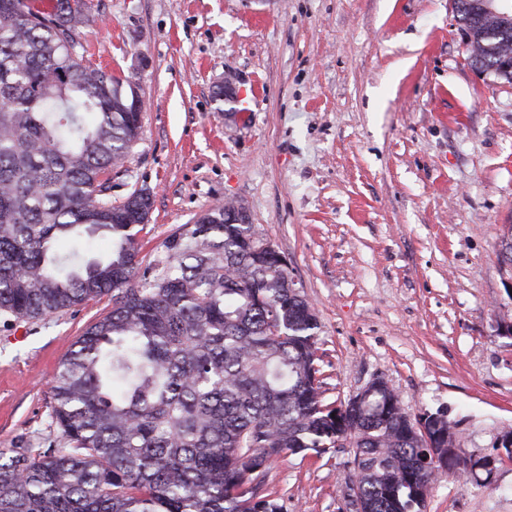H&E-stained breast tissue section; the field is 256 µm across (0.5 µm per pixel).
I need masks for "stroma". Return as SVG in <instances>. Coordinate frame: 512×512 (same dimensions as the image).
Masks as SVG:
<instances>
[{"mask_svg":"<svg viewBox=\"0 0 512 512\" xmlns=\"http://www.w3.org/2000/svg\"><path fill=\"white\" fill-rule=\"evenodd\" d=\"M86 59L135 76L142 127L113 200L152 195L140 257L234 200L288 259L318 317L324 403L373 379L405 411L447 413L496 456L512 429V83L471 66L453 0H92ZM233 105L216 101L225 71ZM111 298L45 320L0 316V449L60 445L59 362ZM351 448L274 463L284 512H349ZM426 512H512V463L438 472Z\"/></svg>","mask_w":512,"mask_h":512,"instance_id":"stroma-1","label":"stroma"}]
</instances>
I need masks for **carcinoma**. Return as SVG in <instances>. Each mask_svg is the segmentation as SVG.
<instances>
[{
    "instance_id": "carcinoma-1",
    "label": "carcinoma",
    "mask_w": 512,
    "mask_h": 512,
    "mask_svg": "<svg viewBox=\"0 0 512 512\" xmlns=\"http://www.w3.org/2000/svg\"><path fill=\"white\" fill-rule=\"evenodd\" d=\"M89 0H0V315L112 296L59 365L60 448L0 451V512H282L272 464L349 446L369 512H424L437 471L399 393L323 403L319 323L272 244L228 205L140 270L147 210L112 202L141 129L128 78L84 59ZM483 70L512 32L482 39Z\"/></svg>"
}]
</instances>
